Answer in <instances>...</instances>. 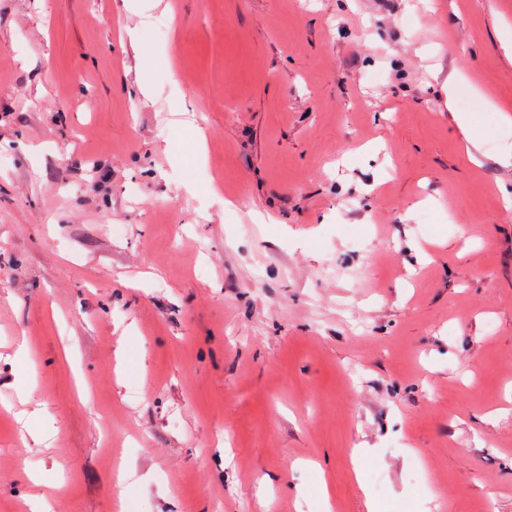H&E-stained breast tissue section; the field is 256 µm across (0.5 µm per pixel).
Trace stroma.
I'll return each instance as SVG.
<instances>
[{"label": "stroma", "mask_w": 512, "mask_h": 512, "mask_svg": "<svg viewBox=\"0 0 512 512\" xmlns=\"http://www.w3.org/2000/svg\"><path fill=\"white\" fill-rule=\"evenodd\" d=\"M507 194L512 0H0V512H512Z\"/></svg>", "instance_id": "1"}]
</instances>
